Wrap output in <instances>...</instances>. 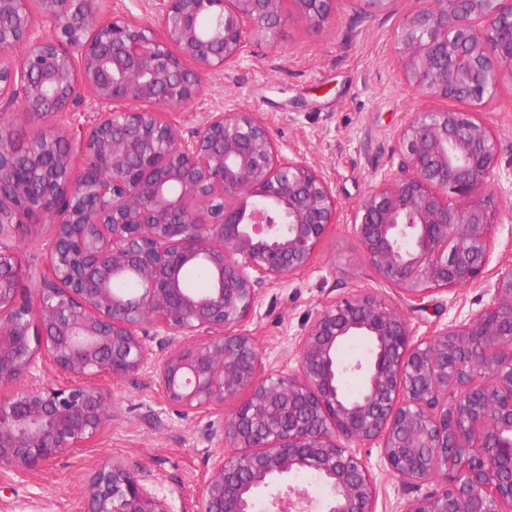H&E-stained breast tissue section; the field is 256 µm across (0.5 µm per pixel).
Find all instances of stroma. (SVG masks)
Segmentation results:
<instances>
[{
    "label": "stroma",
    "mask_w": 512,
    "mask_h": 512,
    "mask_svg": "<svg viewBox=\"0 0 512 512\" xmlns=\"http://www.w3.org/2000/svg\"><path fill=\"white\" fill-rule=\"evenodd\" d=\"M421 5L422 0H399L395 14L387 15L370 13L361 0H351L334 20L320 25L288 9L277 47L257 44L234 67L205 75L201 97L181 111L186 133L216 110L259 113L278 145L322 169L336 190L338 222L317 245L308 268L263 286L242 326L262 349L268 369H296L298 339L325 305L363 292L398 300L378 280L351 220L375 170L395 149L397 128L418 106L403 78L395 36L400 15ZM481 117L496 136L502 163H512V89L503 88L499 101ZM492 237L480 283L434 290L420 303L403 307L416 336L467 318L490 302L496 273L512 269V209L503 208ZM109 387L112 419L95 441L22 477L0 472V512H85L90 479L112 460L144 476L170 512H197L219 454L212 437L222 433L240 397L211 409H177L163 399L149 370ZM360 454L378 488L377 512H401L409 499L435 488L431 482H399L381 462L378 448L365 447Z\"/></svg>",
    "instance_id": "obj_1"
}]
</instances>
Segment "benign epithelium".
Segmentation results:
<instances>
[{
    "mask_svg": "<svg viewBox=\"0 0 512 512\" xmlns=\"http://www.w3.org/2000/svg\"><path fill=\"white\" fill-rule=\"evenodd\" d=\"M105 2L42 0L50 29L29 19L0 33V103L46 120L23 159L15 122L0 123V470L23 476L85 447L112 419L98 380L151 368L185 410L248 392L217 438L234 452L215 461L199 512H253L264 493L270 512H312L306 488L279 489L304 470L319 475L325 512H376L367 445L402 483L440 485L401 512H512V269L478 313L425 338L374 294L334 301L299 338L297 370H266L240 327L258 288L309 265L340 203L256 113L210 112L188 137L172 114L199 97L203 74L276 44L284 0H160V32L107 16ZM292 2L324 22L351 0ZM396 53L421 107L352 224L379 280L419 302L482 278L498 199L512 195L480 118L512 86V0H426L400 18ZM83 89L98 119L67 132ZM439 99L467 108L428 106ZM27 224L50 226L43 271L4 244ZM192 269L208 288L188 285ZM149 327L181 341L157 357ZM352 336L369 337L366 361L337 357ZM43 360L64 383H39ZM355 373L352 400L343 381ZM86 512L170 510L114 461L92 477Z\"/></svg>",
    "mask_w": 512,
    "mask_h": 512,
    "instance_id": "benign-epithelium-1",
    "label": "benign epithelium"
}]
</instances>
